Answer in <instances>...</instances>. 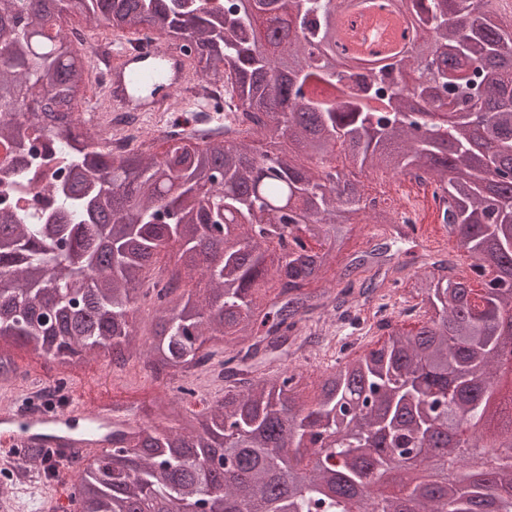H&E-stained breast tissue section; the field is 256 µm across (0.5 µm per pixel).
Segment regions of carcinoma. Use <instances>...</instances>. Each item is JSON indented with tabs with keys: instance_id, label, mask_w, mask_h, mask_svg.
Returning a JSON list of instances; mask_svg holds the SVG:
<instances>
[{
	"instance_id": "carcinoma-1",
	"label": "carcinoma",
	"mask_w": 512,
	"mask_h": 512,
	"mask_svg": "<svg viewBox=\"0 0 512 512\" xmlns=\"http://www.w3.org/2000/svg\"><path fill=\"white\" fill-rule=\"evenodd\" d=\"M0 0L11 31L0 60V336L67 362L104 352L142 358L171 382L209 364L224 397L176 430L112 421V448L80 470L85 512H199L216 489L210 462L231 460L224 512H354L351 491L396 469L399 495L361 512H512V446L469 434L490 418L497 355L512 349V30L495 0H405L421 33L418 56L365 73L336 70L311 50L336 36L333 0H73L95 32L146 31L157 19L188 54L191 73L223 83L239 111L224 127L137 140L114 155L76 118L75 92L98 89L87 38L59 24L60 0ZM438 102L443 121L424 105ZM496 146L471 161L470 127ZM260 136L265 149L251 144ZM296 140L311 167L283 148ZM39 142L44 161L23 147ZM341 148L362 171L411 174L441 189L442 223L457 248L497 269L500 288L421 265L413 285L424 319L381 318L387 337L323 378L316 402L298 396L288 360L301 323L323 306L311 290L350 226L371 206L329 165ZM175 254L155 293L151 337L134 320L156 263ZM204 287L186 289L194 278ZM278 292L258 310L254 291ZM377 287L349 280L331 300L355 311ZM483 300L474 313V300ZM237 345L203 351L218 338ZM279 361L278 378L262 367ZM469 448H487L476 458ZM319 454L323 469L301 474ZM24 460L54 476L41 447ZM454 470L428 482L435 457Z\"/></svg>"
}]
</instances>
